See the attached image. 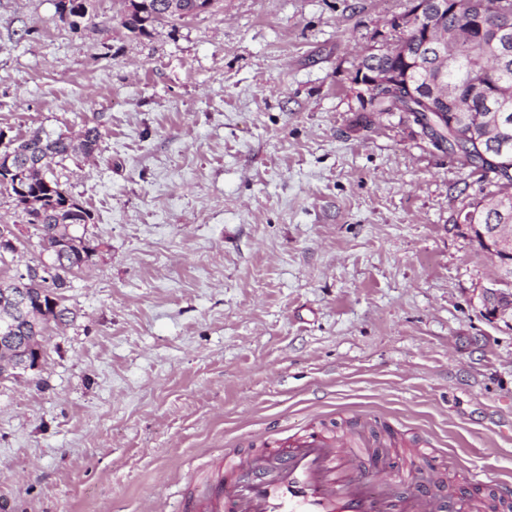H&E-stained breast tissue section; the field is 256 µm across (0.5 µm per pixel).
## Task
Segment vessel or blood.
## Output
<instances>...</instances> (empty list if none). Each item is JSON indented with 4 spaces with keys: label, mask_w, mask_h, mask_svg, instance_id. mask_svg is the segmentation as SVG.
<instances>
[{
    "label": "vessel or blood",
    "mask_w": 512,
    "mask_h": 512,
    "mask_svg": "<svg viewBox=\"0 0 512 512\" xmlns=\"http://www.w3.org/2000/svg\"><path fill=\"white\" fill-rule=\"evenodd\" d=\"M376 449L366 423L351 432L304 427L247 453L224 455V472L198 492L197 512H512V492L497 498L453 494L446 468L412 449V467L383 482L365 473Z\"/></svg>",
    "instance_id": "b4317fda"
}]
</instances>
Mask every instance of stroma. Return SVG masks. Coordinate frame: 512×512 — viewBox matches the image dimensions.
Instances as JSON below:
<instances>
[{"label":"stroma","instance_id":"stroma-1","mask_svg":"<svg viewBox=\"0 0 512 512\" xmlns=\"http://www.w3.org/2000/svg\"><path fill=\"white\" fill-rule=\"evenodd\" d=\"M56 2L0 0V153L98 128L60 174L103 245L0 379V512H183L225 449L317 418L512 484V328L456 224L496 185L353 82L410 0H218L148 36ZM485 313L492 320H499L511 326L512 314L509 316L506 309L500 306V299L508 297L512 300V281L495 277L489 286L483 288Z\"/></svg>","mask_w":512,"mask_h":512}]
</instances>
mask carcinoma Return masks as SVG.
Masks as SVG:
<instances>
[{
    "instance_id": "carcinoma-1",
    "label": "carcinoma",
    "mask_w": 512,
    "mask_h": 512,
    "mask_svg": "<svg viewBox=\"0 0 512 512\" xmlns=\"http://www.w3.org/2000/svg\"><path fill=\"white\" fill-rule=\"evenodd\" d=\"M88 0H69L68 14L72 16L69 26L77 29L88 16ZM487 9L496 19L512 21V0H486ZM170 0H139L131 11H122L121 25L131 33L150 34L155 25L170 20L185 19L187 15L169 10ZM488 60L478 51L470 53L464 68L454 80L460 84L480 79ZM501 82L509 95L507 102L509 124L497 139L488 157L499 160L504 152L512 166V64L501 73ZM100 133L97 128L84 131L79 145L63 135L56 137L36 130L23 138L20 151L14 156L5 152L0 157L10 159L0 163V188L9 193L16 209L20 210L25 223L33 226L39 239L40 254L34 263L50 265L49 279L23 278L11 272L10 263L17 253L14 234L0 237V273L7 279L0 283V295L15 294L26 301L23 309L11 316L8 335L18 345H23L28 356L33 357L39 348L38 338L45 335L53 324L67 322L68 309L61 306L55 290L64 288L69 276L82 270L96 255L98 239L87 235V226L93 223L91 212L75 204L66 184L60 181L55 167L65 161L76 150L86 155L98 149ZM21 171L27 193L16 189V171ZM472 223L496 224L498 213L479 201L471 207Z\"/></svg>"
}]
</instances>
